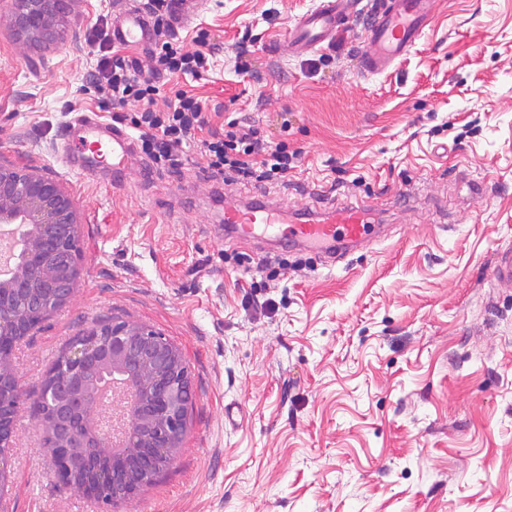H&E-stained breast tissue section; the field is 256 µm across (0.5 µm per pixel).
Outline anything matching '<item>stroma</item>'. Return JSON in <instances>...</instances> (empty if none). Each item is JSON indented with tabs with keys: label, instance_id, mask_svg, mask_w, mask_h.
Here are the masks:
<instances>
[{
	"label": "stroma",
	"instance_id": "35a3bbf8",
	"mask_svg": "<svg viewBox=\"0 0 512 512\" xmlns=\"http://www.w3.org/2000/svg\"><path fill=\"white\" fill-rule=\"evenodd\" d=\"M191 42L213 126L253 122L299 153L278 185L215 189L197 147L181 171L138 156L113 181L71 170L69 121L112 104L87 75V33L119 0H82L55 45L17 33L0 0V166L57 180L77 211L71 299L15 351L22 404L0 512H108L60 486L34 401L56 354L111 317L180 351L194 392L177 457L109 512H512V0H435L409 55L368 75L352 29L304 54L288 29L319 0H206ZM253 42L247 70L237 41ZM317 215L371 206L372 237L335 262L231 242L240 197Z\"/></svg>",
	"mask_w": 512,
	"mask_h": 512
}]
</instances>
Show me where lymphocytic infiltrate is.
<instances>
[{
	"label": "lymphocytic infiltrate",
	"instance_id": "lymphocytic-infiltrate-1",
	"mask_svg": "<svg viewBox=\"0 0 512 512\" xmlns=\"http://www.w3.org/2000/svg\"><path fill=\"white\" fill-rule=\"evenodd\" d=\"M172 3L173 0L146 3L156 32L150 70H143L137 60L111 54L107 19H98L88 33L89 42L100 51L96 83L112 103L113 122L129 124L137 131L139 152L157 168H181L185 147L194 144L206 159L205 171L210 178L243 184L282 181L298 160L297 152L289 150L286 143L270 144L258 129L235 119L226 126L211 127L204 102L182 89L172 91L164 109H157L161 77L201 78L215 50L204 29L197 30L194 49H184L171 30ZM129 105L135 109L130 117L123 113Z\"/></svg>",
	"mask_w": 512,
	"mask_h": 512
}]
</instances>
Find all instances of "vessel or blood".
<instances>
[{"label":"vessel or blood","mask_w":512,"mask_h":512,"mask_svg":"<svg viewBox=\"0 0 512 512\" xmlns=\"http://www.w3.org/2000/svg\"><path fill=\"white\" fill-rule=\"evenodd\" d=\"M432 6L433 0H375L373 20L364 36L370 47L362 60L364 70L379 75L404 60L423 37ZM346 16L343 0H320L289 31L288 42L297 50L321 46L333 40ZM154 38L149 17L137 8L124 9L112 22L113 43L139 48L148 46ZM135 148L132 136L104 121L98 112L77 115L70 122L62 144L68 164L91 176L101 172L120 176ZM224 222L240 242L273 232L311 252L331 255L346 245L367 240L374 230L369 209L361 204L293 221L262 202L228 205L224 208Z\"/></svg>","instance_id":"obj_1"}]
</instances>
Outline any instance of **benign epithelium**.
Returning <instances> with one entry per match:
<instances>
[{
  "label": "benign epithelium",
  "mask_w": 512,
  "mask_h": 512,
  "mask_svg": "<svg viewBox=\"0 0 512 512\" xmlns=\"http://www.w3.org/2000/svg\"><path fill=\"white\" fill-rule=\"evenodd\" d=\"M76 0H12L16 29L31 43H52L57 38L61 17ZM72 199L58 181L19 168L0 167V224H15L19 230L21 262L9 277L0 276V295L18 290L26 274L35 271L47 278L50 293L30 300L31 318L42 321L57 305L66 304L74 284L55 276L39 264V256L50 247L53 229L74 224ZM67 370L46 378V395L54 397V418L43 422L57 430L55 447L61 449L57 473L61 481L87 479L82 488L112 486L107 504L136 496L142 489L139 475L155 462L173 463L186 431V419L193 393L188 370L179 350L159 332L139 324L114 321L87 332L65 353ZM112 368L129 376L138 393L126 419L125 443L112 461L99 457L102 447L98 430L104 419L97 399L99 376ZM7 371L12 390L0 396V487L11 475V451L15 419L21 394L17 368L0 358V372Z\"/></svg>",
  "instance_id": "1"
}]
</instances>
